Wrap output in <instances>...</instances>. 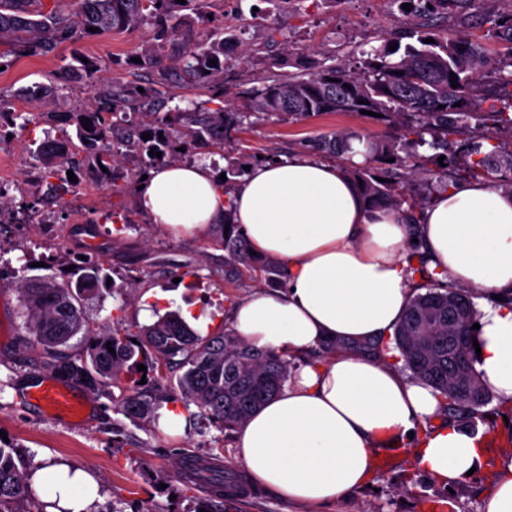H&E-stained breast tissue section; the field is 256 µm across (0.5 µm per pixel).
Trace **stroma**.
<instances>
[{"label":"stroma","mask_w":512,"mask_h":512,"mask_svg":"<svg viewBox=\"0 0 512 512\" xmlns=\"http://www.w3.org/2000/svg\"><path fill=\"white\" fill-rule=\"evenodd\" d=\"M242 16L225 15L224 24L240 48L265 41L268 15H275L283 43L293 45L289 71L311 66L330 52L347 58L357 49H371L378 31L390 28L393 17L387 0H305L298 12L276 13L273 0H241ZM151 36L143 26L124 33L109 32L62 45L50 57L22 56L0 71V91L57 83L62 68L80 56L95 59L100 74L109 80L142 81L139 71L118 67ZM388 124L362 113L329 112L298 121L280 116H259L237 135L236 148L244 157L303 153L311 139L329 131L385 134ZM12 203L38 198L46 218L42 224H0V431L10 445L25 455L26 473L47 464H66L89 471L104 496L99 512H195L210 500L206 484L185 482L180 463L188 458L215 460L230 465L236 479L245 473L237 466L238 450L231 432L201 422L186 423L172 436L162 427V416L172 401L159 402L151 421L125 417L118 399L124 383L110 377L102 389L78 392L91 405L87 420L75 422L48 416L30 408L27 388L49 373L46 354L26 329L22 288L43 276L69 280L68 268L76 256L103 261L105 279L92 299L83 303L89 335L74 336L63 352L84 355L92 335L114 327L130 331L147 326L142 313L150 306L160 311L188 310L207 317L209 331L227 326L233 303L266 287L262 273H247L235 265L214 233L182 235L149 223L136 206L135 185L101 184L97 195L85 198L63 194L62 205L47 203L49 182L26 184L23 174L7 183ZM84 212L92 223L90 235H74L71 220ZM115 216L106 223L104 214ZM488 421L479 425L485 449L475 473L454 489L432 482L413 463L408 448L387 450L392 463L378 467L373 486L355 492L339 512H425L420 498L446 500L450 512H484L483 492L503 458H512L507 433L512 430V403L493 398Z\"/></svg>","instance_id":"obj_1"}]
</instances>
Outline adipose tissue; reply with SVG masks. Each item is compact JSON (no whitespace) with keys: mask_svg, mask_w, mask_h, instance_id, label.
Instances as JSON below:
<instances>
[{"mask_svg":"<svg viewBox=\"0 0 512 512\" xmlns=\"http://www.w3.org/2000/svg\"><path fill=\"white\" fill-rule=\"evenodd\" d=\"M137 205L152 223L194 233L232 218L251 250L276 258L286 283L234 305L230 328L297 366L279 393L234 432L249 480L288 502L325 512L375 477L378 450L410 446L433 482L450 486L479 464L481 444L465 429L428 426L440 398L394 367L396 325L414 293L400 213L370 208L340 164L291 155L251 165L225 192L209 162L150 170ZM430 269L491 295L476 364L485 384L512 400V194L469 180L437 194L420 215ZM341 340H373L378 357L307 352ZM63 512H88L100 487L84 470L35 471Z\"/></svg>","mask_w":512,"mask_h":512,"instance_id":"1","label":"adipose tissue"}]
</instances>
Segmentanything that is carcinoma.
<instances>
[{
  "instance_id": "obj_1",
  "label": "carcinoma",
  "mask_w": 512,
  "mask_h": 512,
  "mask_svg": "<svg viewBox=\"0 0 512 512\" xmlns=\"http://www.w3.org/2000/svg\"><path fill=\"white\" fill-rule=\"evenodd\" d=\"M480 0H392L399 14L384 32L383 44L360 51L356 65L329 56L300 72H288V55L266 58L265 74L255 85L241 92L245 106L224 103V71L236 65L235 39L225 35L223 16L213 14L216 0H0V67L2 59L23 54L51 56L64 44L106 32H127L148 25L152 42L140 47L126 64L151 73L145 82L117 84L99 80L92 85L90 101L66 115L60 136L41 140L32 152L41 178L64 179L87 169L98 181L116 182L124 176L139 180L160 165L192 160L199 150H223L236 141V134L254 114L287 116L299 120L323 112L372 111L395 119L410 116L404 132L405 146H428L435 154L409 166V176L399 180L390 175L376 180L370 165L352 164L351 132L326 134L311 144L320 156L340 162L373 207L397 210L406 222L417 226V214L426 205L412 180L424 177L440 190L457 180L455 162L448 157V144L469 132L471 125L487 129L483 142L464 143L467 157L463 177L486 179L503 169L512 170V149L504 150L500 138L512 146V101L496 103L497 91L487 79L508 72L512 84V10L490 15L477 14L471 7ZM411 4L410 10L403 4ZM437 15L456 21L452 26H432L416 19ZM96 31L91 32L89 28ZM486 29L487 36L507 44L506 52L493 53L469 29ZM432 38L427 43L425 39ZM407 39L409 43L402 44ZM397 45L391 51L389 47ZM217 65H212L211 61ZM94 59L63 67L67 81L89 79L99 72ZM457 76V87L451 86ZM178 85L202 88L209 100L193 108L175 106L164 109L165 95ZM143 91H138V88ZM55 92L53 87L35 86L17 93L0 91V120L11 128L27 129L34 117L12 110L13 100H42ZM216 103L211 108L209 104ZM88 121H83V118ZM148 133L151 139L144 140ZM396 146L384 135L369 146L371 160L395 154ZM160 152L161 157L150 156ZM444 157L443 166L429 164ZM131 158L134 169L126 174L119 169L122 160ZM39 200L20 207L25 223H43ZM217 241L231 259L246 270L261 269L280 282V269L269 258L250 253L238 226L215 225ZM103 265L97 261L79 267L80 279L73 285L54 277H41L24 288L26 324L34 341L50 355L47 366L64 381L97 391L100 379L124 376L126 387L121 407L126 416L148 418L153 409L146 392L153 388L154 374L161 368L180 367L178 379L181 402L198 408V417L234 430L246 422L266 401L272 399L288 381L291 362L273 350H259L230 330L200 336L180 313L169 311L153 324L132 333L124 329L93 338L95 346L79 358L59 356L63 346L87 326L82 301L91 288L102 281ZM457 304L458 314L448 319V303ZM479 314L471 292L448 286V272L434 278L425 292L416 294L396 328L394 342L404 366L411 375L439 392L438 414L446 423L461 424L482 419L491 391L483 388L484 400L456 393L448 376V337L460 331L473 336ZM114 348L110 353L108 348ZM334 351L375 356V341L338 342ZM142 364L147 371L141 372ZM146 383H141V380ZM188 482L213 485L214 507L206 512H223L224 501L240 493L232 474L201 460L190 464ZM28 487L22 470V454L17 448L0 447V512H32L25 507Z\"/></svg>"
}]
</instances>
